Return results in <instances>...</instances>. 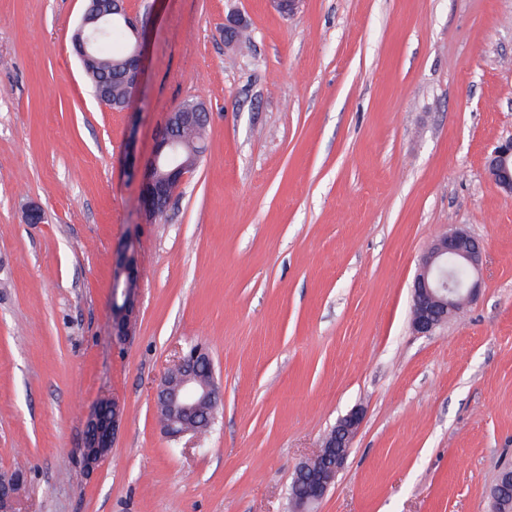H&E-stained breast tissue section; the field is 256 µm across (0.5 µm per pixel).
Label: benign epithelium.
Here are the masks:
<instances>
[{"instance_id": "benign-epithelium-1", "label": "benign epithelium", "mask_w": 512, "mask_h": 512, "mask_svg": "<svg viewBox=\"0 0 512 512\" xmlns=\"http://www.w3.org/2000/svg\"><path fill=\"white\" fill-rule=\"evenodd\" d=\"M120 17L130 40L131 51L122 64L121 79L132 97L141 83L142 51L145 28L150 15L133 17L125 0H89L72 39L73 49L82 66L95 61L94 47L105 32V19ZM245 27V19L236 11L224 17V41L235 43L233 33ZM207 120L199 106L179 104L167 120L150 160L140 169V203L151 222L168 209L170 186L183 184L195 170L198 159H182L179 131ZM488 176L512 195V136L500 141L487 160ZM485 258L483 244L463 229H455L434 240L421 257L412 284L411 325L415 332L431 335L448 320L460 303L472 300L479 291L478 276ZM140 272L137 258L127 251L112 262V336L120 341L131 335L139 308ZM154 399L166 434L177 437L211 425L207 412L220 403L222 391L213 374L208 351L196 345L181 354L154 388ZM123 407L116 399H102L85 421L84 441L80 448L82 470L93 475L108 458L123 424ZM361 415L353 411L340 419L320 450L296 469L294 481L303 485L300 507L319 502L333 484L347 458L349 441L358 430ZM24 484L21 472L0 474V512H16V502ZM512 472L498 474L488 492L491 512H509L508 498Z\"/></svg>"}]
</instances>
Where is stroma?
<instances>
[{"label": "stroma", "mask_w": 512, "mask_h": 512, "mask_svg": "<svg viewBox=\"0 0 512 512\" xmlns=\"http://www.w3.org/2000/svg\"><path fill=\"white\" fill-rule=\"evenodd\" d=\"M149 15L129 109L95 98L72 49L83 0H0V472L17 512H294L298 465L362 422L313 512H490L512 466V196L486 157L512 135V0H126ZM244 15L252 51L224 43ZM204 102L205 149L146 223L127 151ZM44 221L25 223L28 206ZM485 246L480 291L411 327L430 241ZM140 270L112 337V262ZM204 344L223 388L171 438L153 390ZM124 426L89 479L85 420ZM245 19L236 11H231L224 17V41L226 43H236L232 34L243 28L239 33L238 43L239 45H245L250 42V35L247 32ZM24 484L21 472L0 474V511L16 512V502Z\"/></svg>", "instance_id": "35a3bbf8"}]
</instances>
